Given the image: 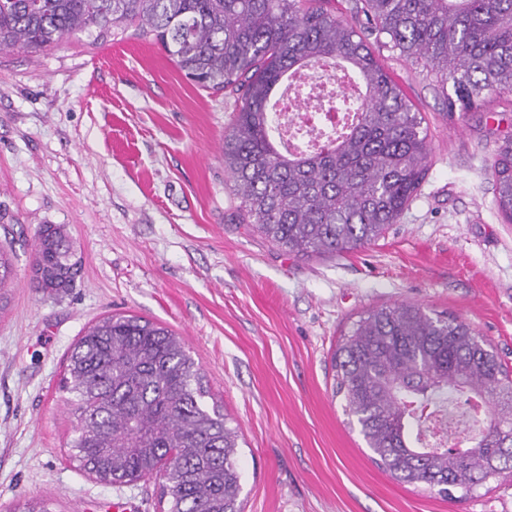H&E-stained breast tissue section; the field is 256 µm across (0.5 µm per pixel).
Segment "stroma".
I'll return each instance as SVG.
<instances>
[{
  "label": "stroma",
  "instance_id": "35a3bbf8",
  "mask_svg": "<svg viewBox=\"0 0 512 512\" xmlns=\"http://www.w3.org/2000/svg\"><path fill=\"white\" fill-rule=\"evenodd\" d=\"M379 59L424 118L428 173L377 241L305 257L233 223V102L160 47L130 31L0 50V243L15 270L0 290V512L26 496L53 512L118 499L167 512L161 476L106 484L75 458L59 385L73 346L110 314L183 339L241 434L245 512H512V477L452 500L393 479L333 392L340 337L400 303L468 323L512 369V223L489 168L512 135V94L451 112L420 68L386 48ZM43 224L65 227L80 264L62 296L31 282Z\"/></svg>",
  "mask_w": 512,
  "mask_h": 512
}]
</instances>
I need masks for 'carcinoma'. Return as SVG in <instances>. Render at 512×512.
I'll return each instance as SVG.
<instances>
[{
  "label": "carcinoma",
  "mask_w": 512,
  "mask_h": 512,
  "mask_svg": "<svg viewBox=\"0 0 512 512\" xmlns=\"http://www.w3.org/2000/svg\"><path fill=\"white\" fill-rule=\"evenodd\" d=\"M364 16L374 41L359 33ZM134 29L194 84L234 99L224 167L235 221L299 255L378 240L413 200L429 154L423 118L380 63L388 47L435 78L448 110L512 94V0H0V50L93 44ZM343 65L355 96L316 103L352 116L291 151L275 135V93ZM498 211L512 223V137L491 160ZM33 287L61 295L78 261L56 225L36 233ZM14 277L0 247V290ZM335 393L378 464L446 497L512 475V376L467 324L413 304L370 311L342 336ZM62 390L74 396L76 459L100 481L134 484L165 471L167 512H243L239 439L207 405L200 367L169 327L133 315L98 320L74 346ZM29 497L17 512H53Z\"/></svg>",
  "instance_id": "carcinoma-1"
}]
</instances>
